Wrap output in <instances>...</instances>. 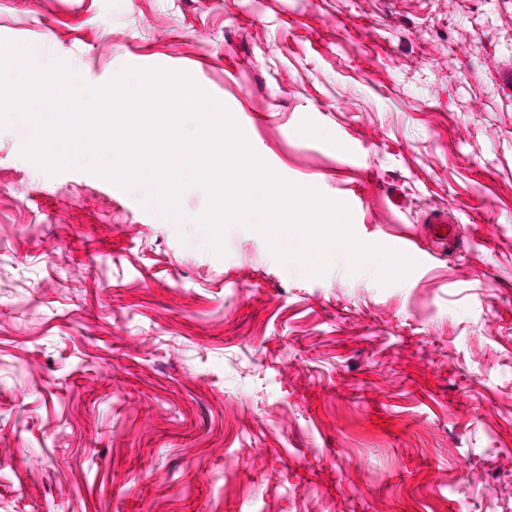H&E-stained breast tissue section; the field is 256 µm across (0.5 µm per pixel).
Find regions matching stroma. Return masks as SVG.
<instances>
[{"label": "stroma", "instance_id": "1", "mask_svg": "<svg viewBox=\"0 0 512 512\" xmlns=\"http://www.w3.org/2000/svg\"><path fill=\"white\" fill-rule=\"evenodd\" d=\"M0 40L88 85L181 71L400 282L217 253L0 129V512H512V0H0Z\"/></svg>", "mask_w": 512, "mask_h": 512}]
</instances>
